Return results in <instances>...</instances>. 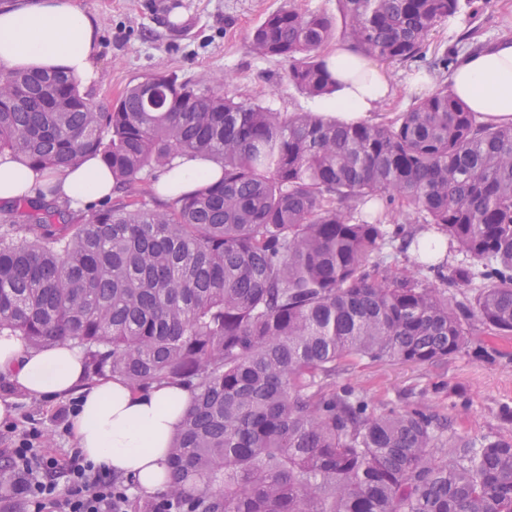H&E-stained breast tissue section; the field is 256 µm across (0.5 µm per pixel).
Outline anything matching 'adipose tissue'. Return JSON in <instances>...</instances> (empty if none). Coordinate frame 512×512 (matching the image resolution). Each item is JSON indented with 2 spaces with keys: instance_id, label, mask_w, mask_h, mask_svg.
I'll list each match as a JSON object with an SVG mask.
<instances>
[{
  "instance_id": "1",
  "label": "adipose tissue",
  "mask_w": 512,
  "mask_h": 512,
  "mask_svg": "<svg viewBox=\"0 0 512 512\" xmlns=\"http://www.w3.org/2000/svg\"><path fill=\"white\" fill-rule=\"evenodd\" d=\"M98 27L74 0H17L0 7V71L64 72L91 84L95 79ZM336 90L317 106L342 120L367 121L390 98L393 87L383 68L345 46L329 53ZM451 92L485 122L512 123V41L458 56L448 74ZM220 168L201 156L177 157L156 182L167 200L206 182ZM53 190L78 209L112 194V174L97 157L83 156L62 172L34 169L22 160L0 157V202L9 204ZM0 374L30 393L47 398L77 394L79 410L69 430L83 455L106 470L135 477L142 491L168 484V457L191 394L161 384L132 390L121 377L90 380L83 350L70 343L29 348L20 337L0 336Z\"/></svg>"
}]
</instances>
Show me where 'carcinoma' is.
Wrapping results in <instances>:
<instances>
[{
    "label": "carcinoma",
    "instance_id": "cac0c4a2",
    "mask_svg": "<svg viewBox=\"0 0 512 512\" xmlns=\"http://www.w3.org/2000/svg\"><path fill=\"white\" fill-rule=\"evenodd\" d=\"M294 6L250 48L309 97L334 90L338 39L414 58L460 0ZM62 171L83 154L116 200L0 208V335L82 347L92 373L188 388L165 490L135 512H512V439L445 435L419 406L377 412L336 375L446 362L478 330L512 335V125L440 83L406 111L346 123L274 112L156 72L101 112L60 73H0V155ZM208 157L219 181L150 205L154 173ZM464 260H439L442 242Z\"/></svg>",
    "mask_w": 512,
    "mask_h": 512
}]
</instances>
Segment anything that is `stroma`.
Returning <instances> with one entry per match:
<instances>
[{
    "label": "stroma",
    "mask_w": 512,
    "mask_h": 512,
    "mask_svg": "<svg viewBox=\"0 0 512 512\" xmlns=\"http://www.w3.org/2000/svg\"><path fill=\"white\" fill-rule=\"evenodd\" d=\"M178 26H171L172 0H75L100 29L97 77L85 87L87 97L108 111L129 86L164 70L179 79L200 81L224 75L227 89L240 98H256L276 112H306L310 97L289 85L287 65L256 54L249 46L250 31L268 14L288 4L304 11L337 16L336 0H179ZM477 31L481 44L512 37V0H461L456 16L445 22L414 60L388 65L395 88L393 99L379 111L391 117L408 111L424 94L414 86L417 73L444 80L436 57L455 48L461 35ZM474 343L492 344L495 360L464 352L444 363L429 365L377 362L337 376L377 409L421 405L448 420V430L473 442L512 436V336L494 339L478 334ZM11 400L16 415L0 424V461L6 460L20 435L30 426L42 432L40 447L63 458L74 446L68 430L71 398H42L21 390L0 376V401Z\"/></svg>",
    "instance_id": "35a3bbf8"
}]
</instances>
